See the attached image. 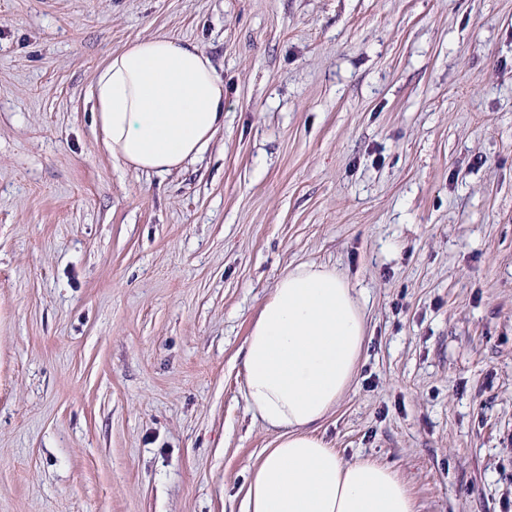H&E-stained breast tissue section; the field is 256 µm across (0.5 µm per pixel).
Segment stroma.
I'll return each mask as SVG.
<instances>
[{
    "mask_svg": "<svg viewBox=\"0 0 512 512\" xmlns=\"http://www.w3.org/2000/svg\"><path fill=\"white\" fill-rule=\"evenodd\" d=\"M158 33L224 127L138 173L90 91ZM308 262L366 326L321 435L512 512V0H0V512H243L242 349Z\"/></svg>",
    "mask_w": 512,
    "mask_h": 512,
    "instance_id": "1",
    "label": "stroma"
}]
</instances>
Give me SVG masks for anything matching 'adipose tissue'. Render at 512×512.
Segmentation results:
<instances>
[{
    "instance_id": "adipose-tissue-1",
    "label": "adipose tissue",
    "mask_w": 512,
    "mask_h": 512,
    "mask_svg": "<svg viewBox=\"0 0 512 512\" xmlns=\"http://www.w3.org/2000/svg\"><path fill=\"white\" fill-rule=\"evenodd\" d=\"M91 98L113 158L137 171L183 168L224 126V81L210 58L165 33L110 55ZM365 335L335 269L304 263L276 282L243 350L246 401L275 434L251 470L244 512H415L396 470L344 460L319 433L354 379Z\"/></svg>"
}]
</instances>
